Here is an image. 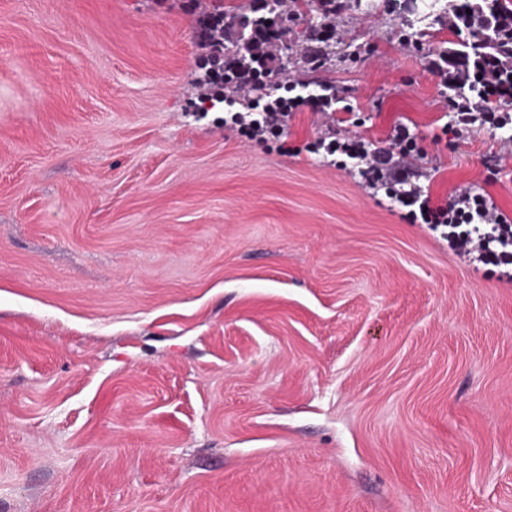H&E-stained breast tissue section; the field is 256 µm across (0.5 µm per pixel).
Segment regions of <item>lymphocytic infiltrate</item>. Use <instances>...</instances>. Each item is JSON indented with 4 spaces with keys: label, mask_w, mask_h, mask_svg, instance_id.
Segmentation results:
<instances>
[{
    "label": "lymphocytic infiltrate",
    "mask_w": 512,
    "mask_h": 512,
    "mask_svg": "<svg viewBox=\"0 0 512 512\" xmlns=\"http://www.w3.org/2000/svg\"><path fill=\"white\" fill-rule=\"evenodd\" d=\"M267 43L264 37L253 40L251 65L229 63L213 70L211 76L229 114V129L263 142L282 137L295 113L308 108L331 115L340 102L328 83H320L319 93L308 95L302 81L276 76L268 65ZM451 110L461 129L477 123L497 129L512 126V114L498 110L486 97L477 102L467 98L453 101ZM311 148L353 160L363 189L385 191L401 208L407 223L446 227L445 237L452 250L478 261L512 266V216L490 196L473 192L468 186L456 188L445 200H433L430 191L416 183V173L407 164L419 152L407 125L394 126L383 149L369 150L361 141L337 138L332 129L318 137Z\"/></svg>",
    "instance_id": "lymphocytic-infiltrate-1"
}]
</instances>
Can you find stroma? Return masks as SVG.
I'll return each instance as SVG.
<instances>
[{
  "label": "stroma",
  "mask_w": 512,
  "mask_h": 512,
  "mask_svg": "<svg viewBox=\"0 0 512 512\" xmlns=\"http://www.w3.org/2000/svg\"><path fill=\"white\" fill-rule=\"evenodd\" d=\"M430 2L289 17L277 62L352 106L337 137L413 122L434 199L512 215ZM197 17L0 0V512H512V282L307 152L321 114L226 131Z\"/></svg>",
  "instance_id": "1"
}]
</instances>
